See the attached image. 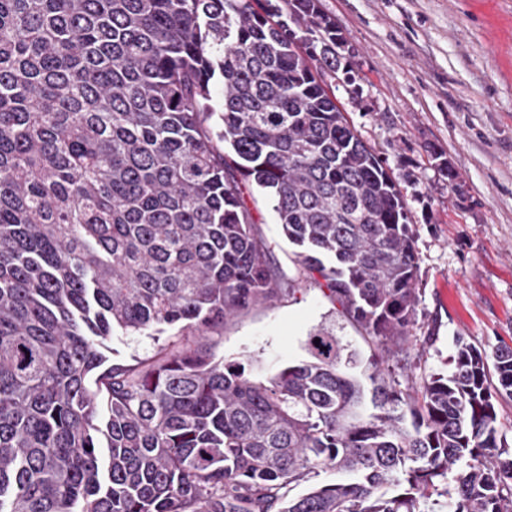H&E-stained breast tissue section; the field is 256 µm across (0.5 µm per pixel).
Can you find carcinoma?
Masks as SVG:
<instances>
[{
    "label": "carcinoma",
    "instance_id": "carcinoma-1",
    "mask_svg": "<svg viewBox=\"0 0 512 512\" xmlns=\"http://www.w3.org/2000/svg\"><path fill=\"white\" fill-rule=\"evenodd\" d=\"M318 2L0 0V512H512V346L459 336L451 373L395 381L409 209L328 84L355 78ZM300 284L364 369L325 328L263 380L189 343ZM116 333L160 344L109 366ZM247 204L260 233L271 246L274 262L287 276H294L296 270L293 258L294 252L298 249L291 245L283 235L281 225L278 224L277 217L272 210L269 196L253 187L247 195ZM496 408L499 439L504 440L507 448H512V400L499 401Z\"/></svg>",
    "mask_w": 512,
    "mask_h": 512
}]
</instances>
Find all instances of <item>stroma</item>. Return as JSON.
<instances>
[{"mask_svg": "<svg viewBox=\"0 0 512 512\" xmlns=\"http://www.w3.org/2000/svg\"><path fill=\"white\" fill-rule=\"evenodd\" d=\"M351 52L354 87L337 86L350 123L393 172L408 204L420 260V302L401 386L449 373L455 340L512 346V0H319ZM458 174L449 181L442 169ZM247 204L274 262L294 276L295 248L267 194ZM332 329L372 350L307 286L194 332L190 342L256 375L305 357Z\"/></svg>", "mask_w": 512, "mask_h": 512, "instance_id": "1", "label": "stroma"}]
</instances>
